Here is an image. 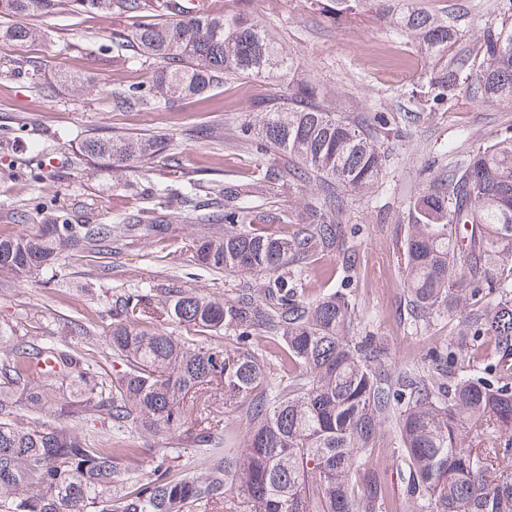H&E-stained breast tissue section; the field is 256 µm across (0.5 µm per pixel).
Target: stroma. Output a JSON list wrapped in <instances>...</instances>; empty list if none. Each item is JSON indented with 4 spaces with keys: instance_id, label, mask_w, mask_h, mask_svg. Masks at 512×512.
Returning <instances> with one entry per match:
<instances>
[{
    "instance_id": "35a3bbf8",
    "label": "stroma",
    "mask_w": 512,
    "mask_h": 512,
    "mask_svg": "<svg viewBox=\"0 0 512 512\" xmlns=\"http://www.w3.org/2000/svg\"><path fill=\"white\" fill-rule=\"evenodd\" d=\"M140 13L122 9L58 13L41 18L45 35L27 44L0 41V237H17L34 226L108 224L113 246L96 254L72 252L20 282L0 276V323L15 326L30 342L63 339L104 370L112 355L106 336L114 298L149 288L188 290L236 301L242 289L261 294L267 277L216 273L194 257L200 235H223V198L213 181L238 186L257 223L293 234L311 202L315 184L286 177L288 156L257 152L242 136L254 120L253 105L280 104L286 86L315 84L324 106L354 124L384 115L392 133L376 140L387 156L378 180L345 195L336 221L349 233L354 261L342 285L341 259L314 256L294 285L305 298L345 288L355 304L353 333L371 336L387 350L389 370H423L431 355L445 351L467 324L466 311L420 315L409 304L401 264L411 202L432 178L448 168V155L492 142L512 125V101L483 102L457 88L445 108L421 107L410 96L433 64L411 33L399 32L370 8L336 16L335 0H203L210 13L249 15L270 30L294 57L278 81L225 83L200 97L149 112H117L110 93L117 87L150 85V63L123 61L113 35L160 14L161 0H143ZM422 7L455 19L457 45L477 51L480 31L501 18L500 0H419ZM75 78V85L62 81ZM150 133L165 138L156 157L116 170L78 162L82 139ZM157 218L162 234L130 238L127 224ZM94 330L93 339L72 331L74 323ZM125 442L135 453L130 472L145 478L150 451L177 448L178 434L137 432ZM381 476L395 512H417L403 494L392 461L398 440L382 429L377 441Z\"/></svg>"
}]
</instances>
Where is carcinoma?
<instances>
[{
	"label": "carcinoma",
	"mask_w": 512,
	"mask_h": 512,
	"mask_svg": "<svg viewBox=\"0 0 512 512\" xmlns=\"http://www.w3.org/2000/svg\"><path fill=\"white\" fill-rule=\"evenodd\" d=\"M506 18L484 28L481 61L465 50L448 56L457 32L448 14L410 0H336V14L369 6L381 19L411 31L422 52L440 63L416 93L442 105L466 76L476 99L512 101V0ZM165 19L115 35L117 45L157 62L147 91L112 92V109L147 112L206 94L226 80H277L292 57L263 26L237 13L188 14L166 0ZM109 12L112 0H0V39L39 37L35 21L61 11ZM243 130L261 151H281L288 176L315 182L323 201L288 237L264 224L193 245L197 261L215 271L272 275L256 300L234 303L190 291H147L115 301L108 346L121 369L103 374L81 351L50 338L40 344L0 326V512H383L386 489L376 469L383 426L397 434L394 464L405 496L420 512H512V127L448 167L412 204L404 239L407 295L423 315L472 306L468 328L431 359L430 374L385 366L386 348L349 335L355 304L337 290L299 298L281 271L344 246L336 207L346 193L371 185L386 157L374 129L359 128L321 104L310 83L284 102L255 104ZM156 136H89L80 154L117 169L154 157ZM112 242L110 224H48L25 237L0 239V275L23 280L65 250L94 253ZM163 315L184 329L150 326ZM231 329L238 346L206 334ZM267 344L252 342L255 331ZM282 345L286 378L269 376L268 345ZM482 376H463L458 362ZM67 380L79 399L54 386ZM27 393L28 420L14 421L16 392ZM239 413L241 445L225 429V411ZM80 416L75 431L50 420ZM479 424L468 443L466 421ZM184 430L191 449L155 450L152 477L122 467L140 431Z\"/></svg>",
	"instance_id": "cac0c4a2"
}]
</instances>
